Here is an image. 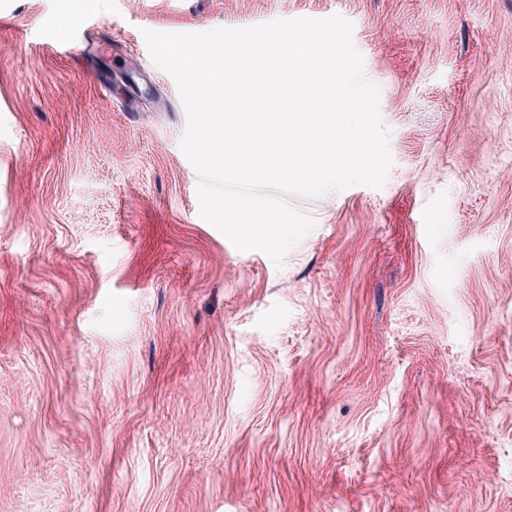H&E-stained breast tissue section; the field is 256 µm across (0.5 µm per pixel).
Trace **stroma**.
Here are the masks:
<instances>
[{
    "instance_id": "obj_1",
    "label": "stroma",
    "mask_w": 512,
    "mask_h": 512,
    "mask_svg": "<svg viewBox=\"0 0 512 512\" xmlns=\"http://www.w3.org/2000/svg\"><path fill=\"white\" fill-rule=\"evenodd\" d=\"M334 15L393 166L278 267L142 32ZM0 512H512V0H0Z\"/></svg>"
}]
</instances>
